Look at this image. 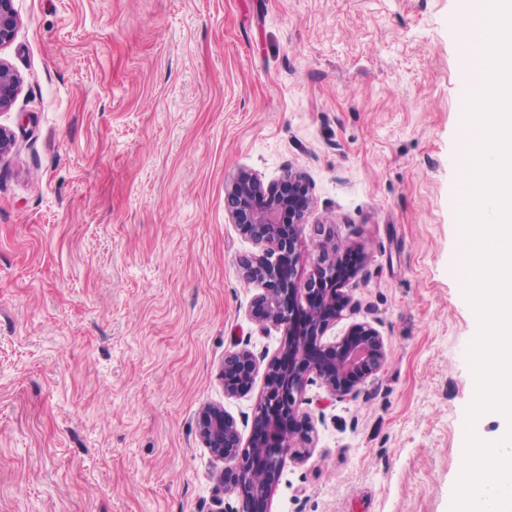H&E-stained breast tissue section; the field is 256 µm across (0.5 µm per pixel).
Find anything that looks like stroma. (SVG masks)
I'll list each match as a JSON object with an SVG mask.
<instances>
[{
    "label": "stroma",
    "mask_w": 512,
    "mask_h": 512,
    "mask_svg": "<svg viewBox=\"0 0 512 512\" xmlns=\"http://www.w3.org/2000/svg\"><path fill=\"white\" fill-rule=\"evenodd\" d=\"M22 78L0 126V512H212L196 418L249 439L265 386L228 399L252 244L224 185L303 172L298 279L332 225L360 257L349 324L387 360L353 397L308 383L317 431L267 512H451L479 315L458 114L461 0H15Z\"/></svg>",
    "instance_id": "35a3bbf8"
}]
</instances>
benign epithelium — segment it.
I'll return each instance as SVG.
<instances>
[{
	"label": "benign epithelium",
	"instance_id": "7a95c632",
	"mask_svg": "<svg viewBox=\"0 0 512 512\" xmlns=\"http://www.w3.org/2000/svg\"><path fill=\"white\" fill-rule=\"evenodd\" d=\"M18 26L14 0H0V48L13 41ZM21 83L20 75L0 58V112L12 108ZM224 190L231 223L256 248L242 262L243 279L261 286L251 316L263 334L283 330L288 364L277 358L268 363L267 385L247 443L241 442L236 421L221 404L204 405L196 429L203 447L224 461V469L213 479L217 491L238 500L239 507L229 512H266L285 462L303 460L314 447V427L301 410L306 383L320 382L335 398L355 396L381 371L387 351L383 336L368 321L324 340L331 326L353 313L355 304L349 293L336 287V261L342 251L329 227H323L316 243L313 274L304 282L294 277L301 248L299 225L305 223L310 204L301 175L290 171L266 185L255 174L241 171ZM259 366L260 357L245 346L224 354L219 368L224 396L247 390Z\"/></svg>",
	"mask_w": 512,
	"mask_h": 512
}]
</instances>
